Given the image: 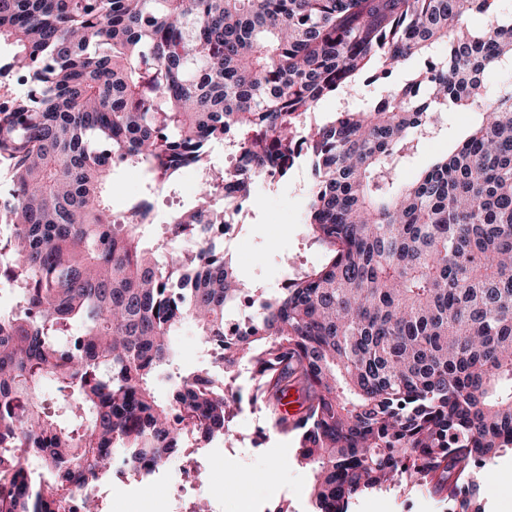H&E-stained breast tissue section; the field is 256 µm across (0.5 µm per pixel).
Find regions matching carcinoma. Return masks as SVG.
I'll return each mask as SVG.
<instances>
[{
    "label": "carcinoma",
    "mask_w": 512,
    "mask_h": 512,
    "mask_svg": "<svg viewBox=\"0 0 512 512\" xmlns=\"http://www.w3.org/2000/svg\"><path fill=\"white\" fill-rule=\"evenodd\" d=\"M2 39L22 65L0 74L30 90L0 93V285L14 302L0 314V512H64L75 490L92 512L112 469L147 478L234 440L243 371L272 429L297 437L314 512L413 489L484 512L479 465L512 450L501 0H0ZM377 80L378 95L349 102ZM328 98L336 112L309 120ZM450 112L475 114L466 137L402 181ZM214 143L239 157L234 172L209 165ZM302 159L306 224L329 259L259 295L213 229L256 179ZM124 165L153 194L196 168L205 202L147 243L150 196L112 206ZM185 320L221 376L179 374L160 402Z\"/></svg>",
    "instance_id": "carcinoma-1"
}]
</instances>
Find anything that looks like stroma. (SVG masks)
Instances as JSON below:
<instances>
[{
	"label": "stroma",
	"mask_w": 512,
	"mask_h": 512,
	"mask_svg": "<svg viewBox=\"0 0 512 512\" xmlns=\"http://www.w3.org/2000/svg\"><path fill=\"white\" fill-rule=\"evenodd\" d=\"M472 121L471 113H450L447 131L424 143L417 159L404 168L403 179H414L431 158L468 131ZM307 182L308 169L303 163L277 184L258 182L246 222L229 248L241 277L265 292L282 288L286 273L318 267L326 261L324 250L311 241L305 224ZM170 345L180 372L210 367L212 358L200 344L193 322H185L171 336ZM234 389L240 398V409L231 420L236 441L230 445L212 442L195 455L206 498L218 503L220 512H277L282 506L289 512H312L309 492L314 473L297 464L294 438L267 425L263 413L249 399L248 381L237 380ZM489 467L493 485L481 487L480 503L485 512H512V452L494 457ZM180 484L179 468L174 463L144 480L123 469L114 471L111 486L101 491V512H167L164 496L177 492ZM231 484L236 485V494H225V487ZM444 510V504L420 491L401 497L372 493L352 507V512Z\"/></svg>",
	"instance_id": "35a3bbf8"
}]
</instances>
